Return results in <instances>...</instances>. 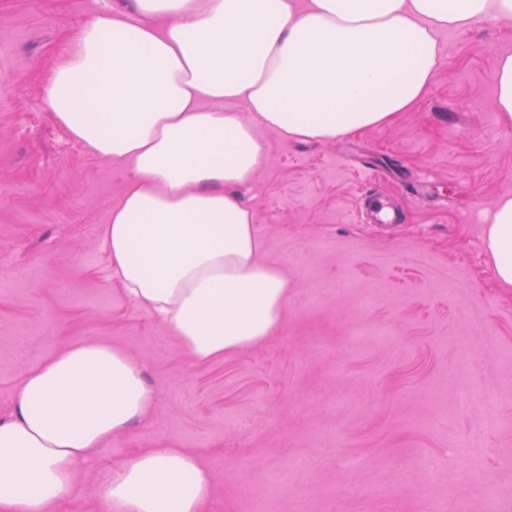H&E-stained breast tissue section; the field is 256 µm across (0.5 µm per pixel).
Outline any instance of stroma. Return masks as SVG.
I'll return each mask as SVG.
<instances>
[{
    "label": "stroma",
    "mask_w": 512,
    "mask_h": 512,
    "mask_svg": "<svg viewBox=\"0 0 512 512\" xmlns=\"http://www.w3.org/2000/svg\"><path fill=\"white\" fill-rule=\"evenodd\" d=\"M101 0H0V418L24 376L71 343L126 351L153 392L146 420L80 467L56 512H102L131 454L182 448L214 474L203 512H484L512 499V288L482 226L512 194V128L494 106L512 25L437 35L425 97L390 124L333 142L261 127L240 189L264 258L288 273L280 330L193 363L112 277L102 229L127 165L56 123L45 81ZM404 223H359L367 192ZM483 368L480 386L470 372ZM479 389L494 402L462 405Z\"/></svg>",
    "instance_id": "stroma-1"
}]
</instances>
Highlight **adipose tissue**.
<instances>
[{"instance_id": "obj_1", "label": "adipose tissue", "mask_w": 512, "mask_h": 512, "mask_svg": "<svg viewBox=\"0 0 512 512\" xmlns=\"http://www.w3.org/2000/svg\"><path fill=\"white\" fill-rule=\"evenodd\" d=\"M489 19L511 22L512 0H121L94 14L47 95L73 140L132 171L103 228L113 278L195 363L266 342L289 283L236 192L260 165L258 127L324 142L389 124L426 94L438 31ZM483 241L512 288V195ZM150 401L140 364L102 342L31 370L0 421V512H51ZM212 492L181 448L132 455L99 488L113 512H201Z\"/></svg>"}]
</instances>
